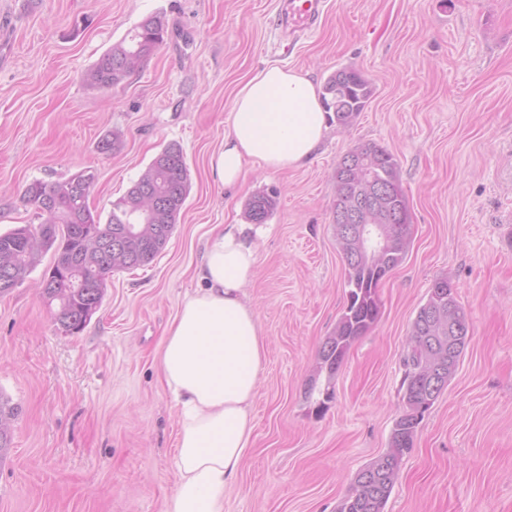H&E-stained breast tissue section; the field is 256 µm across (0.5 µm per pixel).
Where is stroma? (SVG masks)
<instances>
[{
  "mask_svg": "<svg viewBox=\"0 0 512 512\" xmlns=\"http://www.w3.org/2000/svg\"><path fill=\"white\" fill-rule=\"evenodd\" d=\"M279 0H0V225L37 223L30 182L90 168L92 209L108 214L153 157L179 144L190 189L166 248L112 272L79 333L58 329L40 263L0 296V394L18 410L0 461V512H164L175 490L178 408L156 351L215 224L246 223L276 190L244 290L267 340L255 431L224 512H336L354 474L388 447L404 405L402 358L434 280L470 318L454 377L420 424L385 512H512V0H328L287 46ZM160 47L122 84L83 76L143 18ZM317 85L353 67L374 95L328 133L304 167L248 166L224 188L209 159L237 91L266 65ZM117 131L109 154L99 140ZM375 143L399 164L411 211L403 263L380 286L382 314L333 381L323 412L304 396L345 303L332 224L336 164ZM276 204V191L257 194L247 204V220L252 224L265 223L273 213Z\"/></svg>",
  "mask_w": 512,
  "mask_h": 512,
  "instance_id": "35a3bbf8",
  "label": "stroma"
}]
</instances>
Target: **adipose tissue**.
Returning a JSON list of instances; mask_svg holds the SVG:
<instances>
[{
  "mask_svg": "<svg viewBox=\"0 0 512 512\" xmlns=\"http://www.w3.org/2000/svg\"><path fill=\"white\" fill-rule=\"evenodd\" d=\"M328 131L321 89L272 65L237 92L224 146L210 167L235 185L248 163L271 171L307 164ZM241 224L214 225L196 275L158 351L163 381L180 413L176 488L165 512H224V490L238 476L254 432L253 402L266 342L242 289L255 274Z\"/></svg>",
  "mask_w": 512,
  "mask_h": 512,
  "instance_id": "obj_1",
  "label": "adipose tissue"
}]
</instances>
